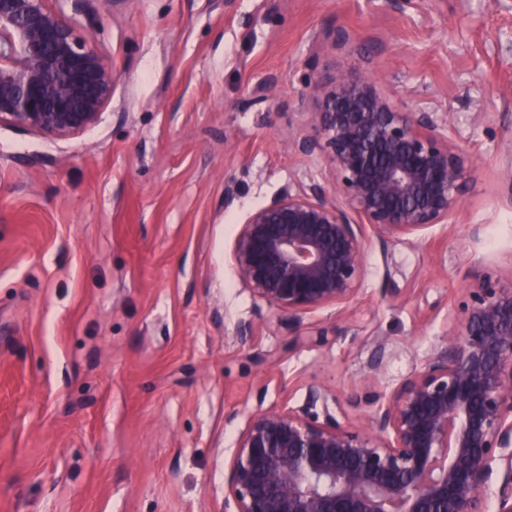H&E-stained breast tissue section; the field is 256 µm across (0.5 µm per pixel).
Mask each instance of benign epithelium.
Returning a JSON list of instances; mask_svg holds the SVG:
<instances>
[{
    "mask_svg": "<svg viewBox=\"0 0 512 512\" xmlns=\"http://www.w3.org/2000/svg\"><path fill=\"white\" fill-rule=\"evenodd\" d=\"M84 0H0V126L63 140L96 126L112 101V60L67 14ZM334 48L361 50L344 30ZM303 154L314 183L253 210L232 251L239 281L277 320L344 310L365 273V228L385 245L420 241L459 210L472 170L447 119L397 107L369 75L315 83ZM360 221H355L352 215ZM445 341L390 391L351 407L360 429L311 389L288 409L258 402L224 470L233 512H512V278L471 272Z\"/></svg>",
    "mask_w": 512,
    "mask_h": 512,
    "instance_id": "benign-epithelium-1",
    "label": "benign epithelium"
}]
</instances>
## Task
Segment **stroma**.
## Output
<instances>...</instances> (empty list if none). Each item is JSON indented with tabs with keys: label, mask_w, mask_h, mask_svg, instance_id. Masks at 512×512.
<instances>
[{
	"label": "stroma",
	"mask_w": 512,
	"mask_h": 512,
	"mask_svg": "<svg viewBox=\"0 0 512 512\" xmlns=\"http://www.w3.org/2000/svg\"><path fill=\"white\" fill-rule=\"evenodd\" d=\"M78 20L117 73L99 124L0 127V512H224L257 403L315 386L341 412L392 389L444 341L472 269L512 277V0H122ZM334 28L370 51H335ZM343 70L447 113L476 165L451 223L371 243L350 308L295 330L231 251L251 211L325 182L294 141Z\"/></svg>",
	"instance_id": "1"
}]
</instances>
